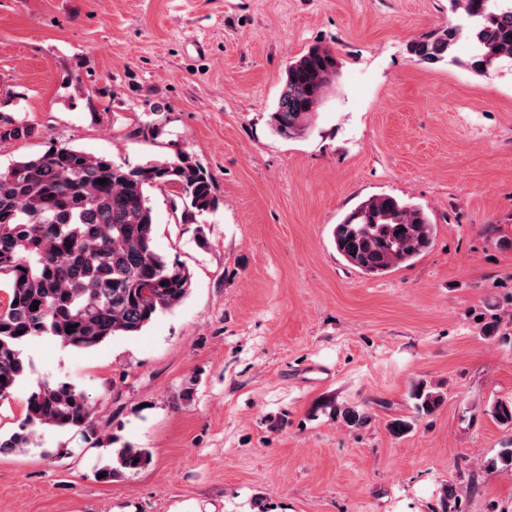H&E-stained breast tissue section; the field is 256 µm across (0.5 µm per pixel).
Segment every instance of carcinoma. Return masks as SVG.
I'll return each mask as SVG.
<instances>
[{"label":"carcinoma","mask_w":512,"mask_h":512,"mask_svg":"<svg viewBox=\"0 0 512 512\" xmlns=\"http://www.w3.org/2000/svg\"><path fill=\"white\" fill-rule=\"evenodd\" d=\"M450 8L455 19L448 26L408 44L417 62L453 60L464 36L473 45L474 73L486 76L512 63V0H450ZM337 68L333 51L320 45L289 62L272 113L278 135L291 138L302 130ZM38 134L37 126L0 112V141ZM102 178L106 183H99ZM153 187L170 189L181 200L186 219L217 207L211 176L185 151L128 169L82 149L57 146L0 171V279L7 284V301H0L1 400L11 398L27 379L24 347L31 341L52 337L64 346L87 349L115 336H136L187 298L190 270L154 247L147 195ZM435 232L423 207L380 195L360 202L335 224L332 239L348 264L379 276L417 261L431 247ZM410 397L423 413L443 402L440 392L422 383ZM339 414L351 427L368 422V415L353 407ZM491 414L512 425V402H496ZM42 427L99 439L94 405L66 381L30 385L24 418L15 431L0 436V451L28 447ZM148 461L146 449L122 448L116 465L99 472L108 482L119 470H137Z\"/></svg>","instance_id":"carcinoma-1"}]
</instances>
